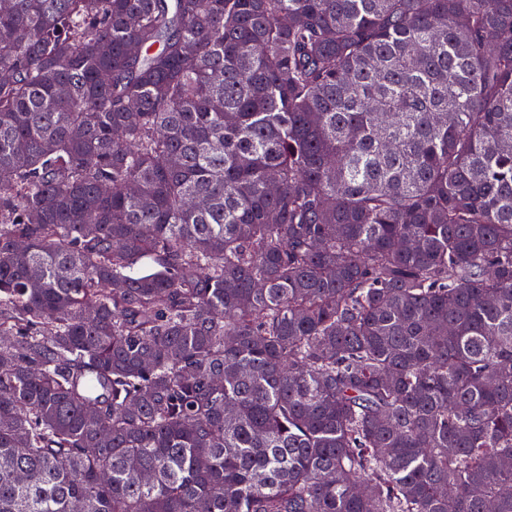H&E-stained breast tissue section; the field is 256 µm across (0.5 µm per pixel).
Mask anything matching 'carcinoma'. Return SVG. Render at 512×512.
Instances as JSON below:
<instances>
[{
	"label": "carcinoma",
	"instance_id": "cac0c4a2",
	"mask_svg": "<svg viewBox=\"0 0 512 512\" xmlns=\"http://www.w3.org/2000/svg\"><path fill=\"white\" fill-rule=\"evenodd\" d=\"M506 460L512 0H12L0 512H512Z\"/></svg>",
	"mask_w": 512,
	"mask_h": 512
}]
</instances>
